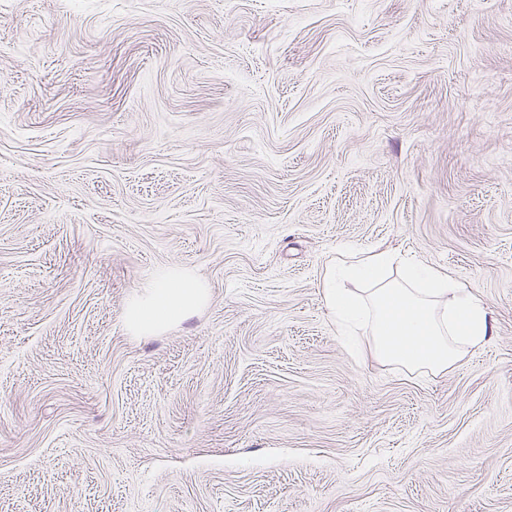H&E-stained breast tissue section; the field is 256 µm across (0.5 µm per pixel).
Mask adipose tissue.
<instances>
[{"instance_id": "1", "label": "adipose tissue", "mask_w": 512, "mask_h": 512, "mask_svg": "<svg viewBox=\"0 0 512 512\" xmlns=\"http://www.w3.org/2000/svg\"><path fill=\"white\" fill-rule=\"evenodd\" d=\"M348 281L361 286V295L345 289ZM319 293L333 319L356 327L371 323L377 355L412 371H447L464 348L489 337L478 297L447 271L397 253H340L323 270ZM208 300L207 284L192 270L164 268L128 300L123 322L132 333L152 335Z\"/></svg>"}]
</instances>
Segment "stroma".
<instances>
[{
  "instance_id": "1",
  "label": "stroma",
  "mask_w": 512,
  "mask_h": 512,
  "mask_svg": "<svg viewBox=\"0 0 512 512\" xmlns=\"http://www.w3.org/2000/svg\"><path fill=\"white\" fill-rule=\"evenodd\" d=\"M347 248L487 343L376 358ZM0 512H512V0H0ZM393 268L399 277H389ZM344 281L362 286L364 297L342 288ZM319 293L336 322L362 327L369 320L377 355L408 370L446 372L464 348L490 336L478 297L446 270L399 253L342 252L323 270ZM209 300L207 284L192 270H159L126 303L123 322L138 335H152L181 322Z\"/></svg>"
}]
</instances>
